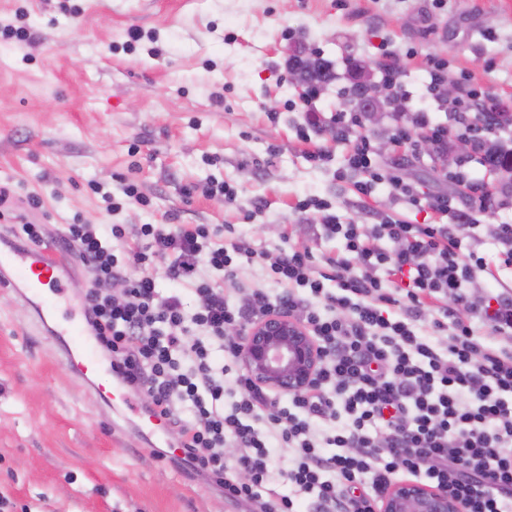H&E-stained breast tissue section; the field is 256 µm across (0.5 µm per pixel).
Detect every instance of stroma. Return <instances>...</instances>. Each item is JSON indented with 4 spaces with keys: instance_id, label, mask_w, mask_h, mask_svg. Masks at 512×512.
I'll use <instances>...</instances> for the list:
<instances>
[{
    "instance_id": "stroma-1",
    "label": "stroma",
    "mask_w": 512,
    "mask_h": 512,
    "mask_svg": "<svg viewBox=\"0 0 512 512\" xmlns=\"http://www.w3.org/2000/svg\"><path fill=\"white\" fill-rule=\"evenodd\" d=\"M19 8L33 38H0V186L21 200L39 195L26 217L52 235L77 220L231 224L270 250H341L323 234V211H299L306 199L327 201L344 223L450 224L395 198L385 180L358 197L363 175L349 164L351 141L331 137L332 113L353 84H382L396 58L414 107L431 55L446 60V79L471 76L512 113V0H0V17ZM132 28L157 39L126 48ZM311 52L333 72L315 93L316 127L288 65ZM381 111L360 132L384 169L401 165L429 195L456 196L459 174L489 191L493 211L459 232L488 263L469 292L512 288L491 232L512 224L506 182L475 152L435 162L394 145L396 113ZM315 147L324 162L308 160ZM125 178L147 203L109 212L103 195L119 194ZM223 182L237 203L209 196ZM34 318L0 287V495L27 512H247L162 457L141 428L143 397L113 428L111 409L86 394Z\"/></svg>"
}]
</instances>
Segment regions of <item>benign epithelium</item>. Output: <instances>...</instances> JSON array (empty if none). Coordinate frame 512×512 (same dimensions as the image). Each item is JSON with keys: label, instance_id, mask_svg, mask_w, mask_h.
Masks as SVG:
<instances>
[{"label": "benign epithelium", "instance_id": "benign-epithelium-1", "mask_svg": "<svg viewBox=\"0 0 512 512\" xmlns=\"http://www.w3.org/2000/svg\"><path fill=\"white\" fill-rule=\"evenodd\" d=\"M240 358L253 384L273 392H299L315 377L321 352L307 327L283 309L251 325L241 336ZM382 512H466L440 489L405 482L387 489Z\"/></svg>", "mask_w": 512, "mask_h": 512}]
</instances>
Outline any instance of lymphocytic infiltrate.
I'll use <instances>...</instances> for the list:
<instances>
[{
  "mask_svg": "<svg viewBox=\"0 0 512 512\" xmlns=\"http://www.w3.org/2000/svg\"><path fill=\"white\" fill-rule=\"evenodd\" d=\"M428 65L430 81L396 138L428 137L441 156L453 132L434 122L429 102L446 62ZM389 183L396 198L454 212V223L366 226L329 214L324 230L343 250L320 259L226 237L219 224L78 223L51 240L21 220L12 233L75 250L90 273L89 323L113 373L166 422L181 464L226 500L251 512H381L387 488L412 480L446 490L466 512H512V348L494 341L512 335V294L471 301L467 288L487 262L455 234L487 211V198L454 205L398 176ZM255 263L270 287L226 296L223 282ZM160 265L174 284L165 294ZM434 301L440 316L422 328ZM284 306L301 315L323 358L311 387L283 401L252 384L234 332ZM475 312L491 335L476 334ZM281 448L288 464L276 475Z\"/></svg>",
  "mask_w": 512,
  "mask_h": 512,
  "instance_id": "f902f5d3",
  "label": "lymphocytic infiltrate"
}]
</instances>
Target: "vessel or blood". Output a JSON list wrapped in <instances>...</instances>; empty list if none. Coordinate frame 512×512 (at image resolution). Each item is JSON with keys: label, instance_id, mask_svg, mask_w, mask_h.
Listing matches in <instances>:
<instances>
[{"label": "vessel or blood", "instance_id": "vessel-or-blood-1", "mask_svg": "<svg viewBox=\"0 0 512 512\" xmlns=\"http://www.w3.org/2000/svg\"><path fill=\"white\" fill-rule=\"evenodd\" d=\"M69 263L53 256L49 250L34 246L6 243L0 248V284L13 291L36 312L39 323H46L59 307L65 291ZM60 359L79 378L90 381L98 372L97 343L83 317L51 329Z\"/></svg>", "mask_w": 512, "mask_h": 512}]
</instances>
